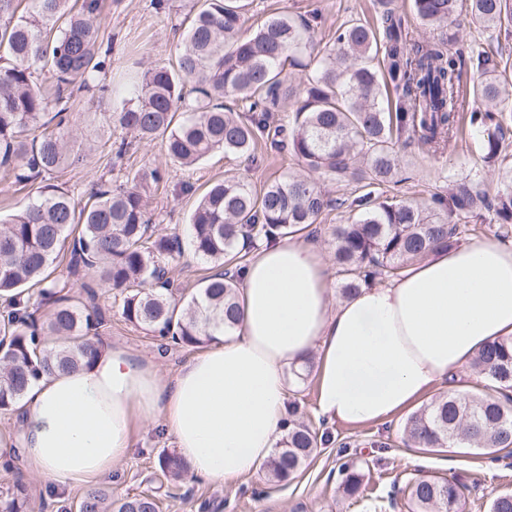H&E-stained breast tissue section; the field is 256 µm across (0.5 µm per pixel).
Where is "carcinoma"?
<instances>
[{"label": "carcinoma", "mask_w": 512, "mask_h": 512, "mask_svg": "<svg viewBox=\"0 0 512 512\" xmlns=\"http://www.w3.org/2000/svg\"><path fill=\"white\" fill-rule=\"evenodd\" d=\"M473 23L512 36V0H468ZM375 27L350 21L334 41L314 43L318 17L280 14L245 31L243 0H202L177 67L149 63L129 89L106 82L112 41H104L102 0H0V166L14 182H40L37 197L0 223V413L16 409L31 383L58 369L93 359L92 339L106 321L99 289L120 299L125 322L175 345L199 346L240 320L239 270L263 242L302 231L331 206L319 181L359 177L367 185L398 183L400 142L415 141L436 155L455 138L465 63L476 71L473 99L481 107L469 123L482 136L487 162L497 166L500 190L490 199L471 182L448 197L419 206L369 190L350 203L351 216L332 231L333 265L341 295L349 297L377 277L392 279L460 234L461 216L483 221L491 211L501 240L512 224V163L498 118L512 112V90L498 63L481 51L469 56L448 39L458 0H412L428 35L415 39L404 18L380 0ZM304 72L299 86L288 67ZM48 73L53 92L38 78ZM393 88L399 110L381 107L382 89ZM90 100L113 97L110 120L122 159L132 141L165 140L169 163L190 168L215 151L252 157L256 142L287 149L303 172L257 189L244 176L214 181L189 216L193 255L214 265L203 285L186 296L173 288L166 265L184 256L182 238L152 227L145 184H159L154 168L126 184L99 180L84 202L51 182V175L81 157L71 118L74 92ZM237 103L233 109L224 98ZM292 104L288 123L274 114ZM47 312L38 315L41 307ZM471 367L479 392L441 391L402 424L404 443L434 451L453 444L478 448L491 462L512 455V336L481 348ZM288 430L267 465V478L295 475L329 442L288 402ZM163 473L181 479L188 466L175 454L159 458ZM338 490L357 497L364 474L342 445ZM471 486L459 479L420 476L403 489L409 512H464ZM78 512H157L156 495L117 500L90 488ZM489 512H512V493L489 498ZM0 512H33L28 486L0 491Z\"/></svg>", "instance_id": "cac0c4a2"}]
</instances>
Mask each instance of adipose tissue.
<instances>
[{
	"mask_svg": "<svg viewBox=\"0 0 512 512\" xmlns=\"http://www.w3.org/2000/svg\"><path fill=\"white\" fill-rule=\"evenodd\" d=\"M241 318L173 380L126 346L29 387L16 448L43 482L92 485L158 419L192 474L232 484L255 474L284 434L285 372L315 359L316 406L330 422L384 424L452 386L486 343L512 335V245L464 241L399 277L334 299L321 245L286 236L240 272Z\"/></svg>",
	"mask_w": 512,
	"mask_h": 512,
	"instance_id": "obj_1",
	"label": "adipose tissue"
}]
</instances>
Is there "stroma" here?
Listing matches in <instances>:
<instances>
[{
    "instance_id": "1",
    "label": "stroma",
    "mask_w": 512,
    "mask_h": 512,
    "mask_svg": "<svg viewBox=\"0 0 512 512\" xmlns=\"http://www.w3.org/2000/svg\"><path fill=\"white\" fill-rule=\"evenodd\" d=\"M247 23L253 24L279 13L309 16L318 13L315 30L317 41L329 43L339 26L352 19L375 23L373 0H247ZM199 6L198 0H168L165 13H156L150 0H105V35L113 40L112 79L135 69L138 63H160L175 66L182 44V35L189 19ZM466 29L464 42L493 55L507 78L512 79V37L499 36L491 28L468 27L465 13L455 17ZM74 117L83 138L96 144V151L82 163L56 174V184L67 189L75 199H82L87 189L109 168L106 141L113 133L109 115L112 104L103 101L87 105L84 99L73 104ZM403 182L381 186L380 194L404 201L430 202L432 196L447 194L449 188L462 180L478 182L488 196H495L497 174L484 158L482 139L470 126L462 124L449 148L432 156L411 145L403 149ZM169 167L167 182L149 187V210L154 225L164 232H185L188 215L196 198L211 180L227 174H241L255 186L284 178L297 171L300 164L289 152H280L269 141L259 140L254 162L247 163L234 154L216 152L190 169ZM333 199L318 219L315 228L306 229L304 238L324 244L332 240L334 226L348 217L346 201L363 194L361 182L351 179L326 184ZM110 288L99 291V303L109 310L110 319L101 331L104 341L127 346L135 354L155 363L166 379H173L179 368L196 350L193 347H172L161 352L152 333L127 324L118 309L113 308ZM290 400L299 402L308 422L318 433L328 434L329 444L319 446L316 453L291 479L271 483L265 472L243 478L237 484L203 482L195 477L183 481L168 479L159 467V458L174 453L170 437L152 424L143 425L137 435L132 454L116 464L110 477L101 481L111 488L113 498L142 492L155 494L160 512H367V496L387 494L393 487L403 486L419 473L435 476L459 475L476 481L478 489L469 494L467 512H487V495L512 491V467L488 464L478 450L446 448L440 452H423L406 447L402 441L400 418L385 425L359 427L327 422L316 412L314 377L291 381ZM348 444L358 454L368 480L361 498L345 499L338 490L336 450Z\"/></svg>"
}]
</instances>
